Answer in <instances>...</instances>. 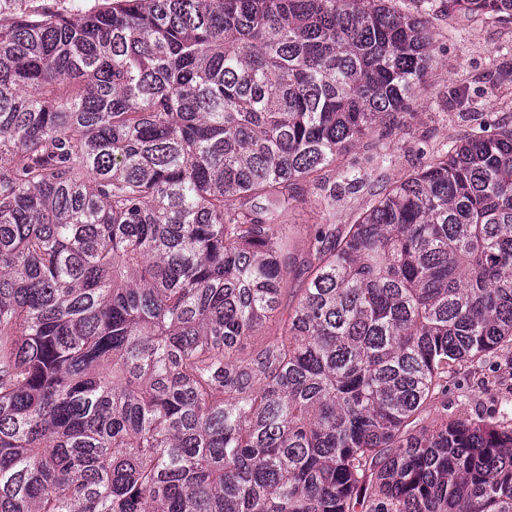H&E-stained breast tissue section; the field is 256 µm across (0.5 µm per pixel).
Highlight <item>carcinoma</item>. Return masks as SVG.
I'll list each match as a JSON object with an SVG mask.
<instances>
[{"label":"carcinoma","mask_w":512,"mask_h":512,"mask_svg":"<svg viewBox=\"0 0 512 512\" xmlns=\"http://www.w3.org/2000/svg\"><path fill=\"white\" fill-rule=\"evenodd\" d=\"M512 21V0H448ZM393 0H115L0 22V512H512V423L415 429L512 343V128L309 236L424 83ZM304 275H292L288 281L287 288H284L281 296L280 307L272 319L255 336L248 337L244 341V353H251L263 347L277 332V326L281 317L285 318L290 309L297 301L299 288L304 286Z\"/></svg>","instance_id":"carcinoma-1"}]
</instances>
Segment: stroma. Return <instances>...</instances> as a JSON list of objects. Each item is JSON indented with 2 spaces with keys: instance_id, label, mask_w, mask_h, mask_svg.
Returning a JSON list of instances; mask_svg holds the SVG:
<instances>
[{
  "instance_id": "obj_1",
  "label": "stroma",
  "mask_w": 512,
  "mask_h": 512,
  "mask_svg": "<svg viewBox=\"0 0 512 512\" xmlns=\"http://www.w3.org/2000/svg\"><path fill=\"white\" fill-rule=\"evenodd\" d=\"M432 4L431 22L440 36L425 84L394 125L376 128L326 171V179L336 184L333 213L314 205L312 185H298L299 201L288 224L297 253L305 252L314 225L330 222L343 229L354 223L376 192L426 164L434 148L463 140L486 123L512 127V22L470 21L448 15L444 0ZM345 168L360 173L359 192L337 181V171ZM458 418L512 419L511 344L452 373L446 391L422 411L420 423Z\"/></svg>"
}]
</instances>
